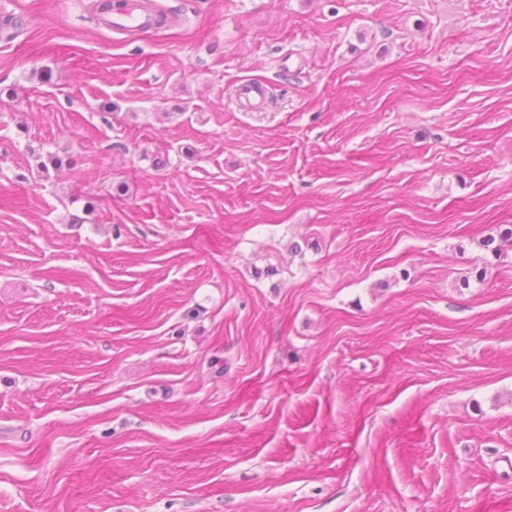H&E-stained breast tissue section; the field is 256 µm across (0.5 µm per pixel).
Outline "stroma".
Masks as SVG:
<instances>
[{
    "label": "stroma",
    "mask_w": 512,
    "mask_h": 512,
    "mask_svg": "<svg viewBox=\"0 0 512 512\" xmlns=\"http://www.w3.org/2000/svg\"><path fill=\"white\" fill-rule=\"evenodd\" d=\"M161 2L0 28V512H512V0ZM126 6L112 12L106 23L116 33L135 32L141 37L153 33L156 26V17L152 9L144 0H126Z\"/></svg>",
    "instance_id": "obj_1"
}]
</instances>
